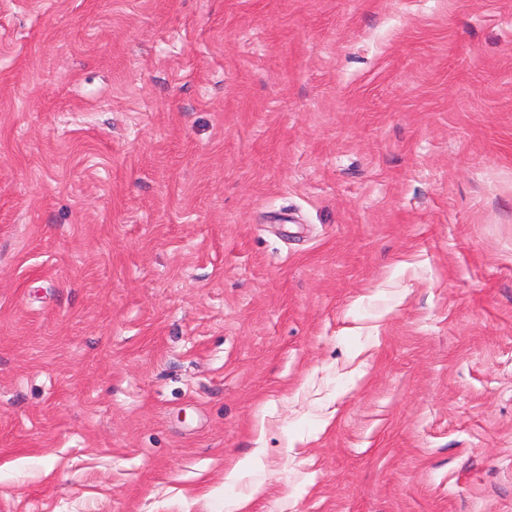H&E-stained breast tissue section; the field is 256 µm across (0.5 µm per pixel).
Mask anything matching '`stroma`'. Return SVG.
<instances>
[{
  "label": "stroma",
  "instance_id": "35a3bbf8",
  "mask_svg": "<svg viewBox=\"0 0 512 512\" xmlns=\"http://www.w3.org/2000/svg\"><path fill=\"white\" fill-rule=\"evenodd\" d=\"M0 512H512V0H0Z\"/></svg>",
  "mask_w": 512,
  "mask_h": 512
}]
</instances>
